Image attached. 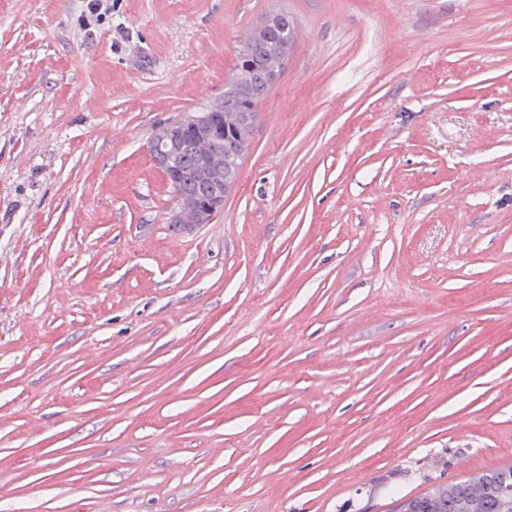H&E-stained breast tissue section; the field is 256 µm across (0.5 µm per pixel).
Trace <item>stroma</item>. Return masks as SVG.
<instances>
[{
	"instance_id": "1",
	"label": "stroma",
	"mask_w": 512,
	"mask_h": 512,
	"mask_svg": "<svg viewBox=\"0 0 512 512\" xmlns=\"http://www.w3.org/2000/svg\"><path fill=\"white\" fill-rule=\"evenodd\" d=\"M0 0V512H390L512 464V0ZM293 26L224 209L149 153Z\"/></svg>"
}]
</instances>
